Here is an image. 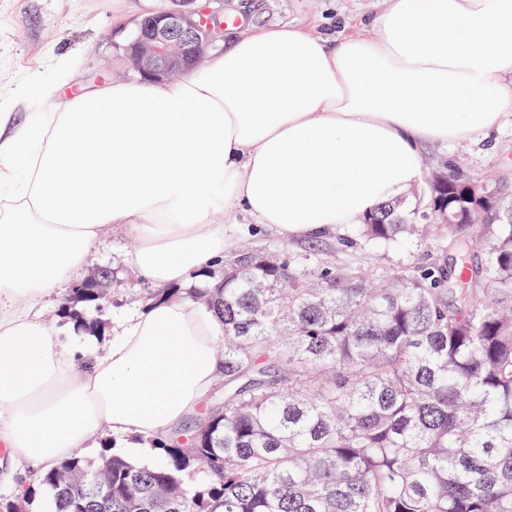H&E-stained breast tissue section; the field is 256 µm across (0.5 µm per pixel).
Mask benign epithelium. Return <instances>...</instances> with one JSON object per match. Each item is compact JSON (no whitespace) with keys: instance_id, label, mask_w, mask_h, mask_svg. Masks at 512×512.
Listing matches in <instances>:
<instances>
[{"instance_id":"7a95c632","label":"benign epithelium","mask_w":512,"mask_h":512,"mask_svg":"<svg viewBox=\"0 0 512 512\" xmlns=\"http://www.w3.org/2000/svg\"><path fill=\"white\" fill-rule=\"evenodd\" d=\"M189 4L160 11L138 26V36L125 48L134 73L173 82L199 67L207 51L224 46V0Z\"/></svg>"}]
</instances>
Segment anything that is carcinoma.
Listing matches in <instances>:
<instances>
[{
  "label": "carcinoma",
  "instance_id": "1",
  "mask_svg": "<svg viewBox=\"0 0 512 512\" xmlns=\"http://www.w3.org/2000/svg\"><path fill=\"white\" fill-rule=\"evenodd\" d=\"M470 179L436 172L339 238L433 234L453 263L225 260L224 287L192 291L224 319L222 394L150 466L115 452L45 471L53 512H512V203L492 184L490 204L468 197ZM463 209L478 223L437 222ZM106 300L96 286L65 303Z\"/></svg>",
  "mask_w": 512,
  "mask_h": 512
}]
</instances>
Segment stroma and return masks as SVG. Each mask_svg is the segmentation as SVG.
<instances>
[{
	"instance_id": "stroma-1",
	"label": "stroma",
	"mask_w": 512,
	"mask_h": 512,
	"mask_svg": "<svg viewBox=\"0 0 512 512\" xmlns=\"http://www.w3.org/2000/svg\"><path fill=\"white\" fill-rule=\"evenodd\" d=\"M167 0H0V110L25 118L31 112H47L55 104L45 88L52 83V61L67 56L71 71L70 92L87 84L122 79L123 48L137 20L165 6ZM387 0H224V11L241 18L243 25L294 24L316 28L326 36L336 35L348 19L387 8ZM423 173L458 165L465 173L481 177L500 176L512 191V122H504L489 134L462 143L427 142L420 148ZM225 223V253L270 250L288 259L310 255L336 263L369 262L381 271L403 264L425 265L437 253V244L398 245L366 250H339L337 237L291 240L277 229L254 223L246 214L215 213ZM136 242L123 233H108L100 251L88 260L89 267H107L114 274V301L90 313L102 323L144 304L154 287L136 279L123 263V256ZM38 468L10 465L0 455V506L14 500L19 488L32 485L36 496L30 512H50L51 492L37 485Z\"/></svg>"
}]
</instances>
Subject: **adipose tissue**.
<instances>
[{
    "label": "adipose tissue",
    "instance_id": "1",
    "mask_svg": "<svg viewBox=\"0 0 512 512\" xmlns=\"http://www.w3.org/2000/svg\"><path fill=\"white\" fill-rule=\"evenodd\" d=\"M512 119V0H392L359 37L249 27L173 83L86 86L0 117V441L51 467L107 427L134 457L166 443L224 368V324L152 300L103 330L48 326L108 229L156 288H215V210L288 237L360 223L421 179L419 147Z\"/></svg>",
    "mask_w": 512,
    "mask_h": 512
}]
</instances>
